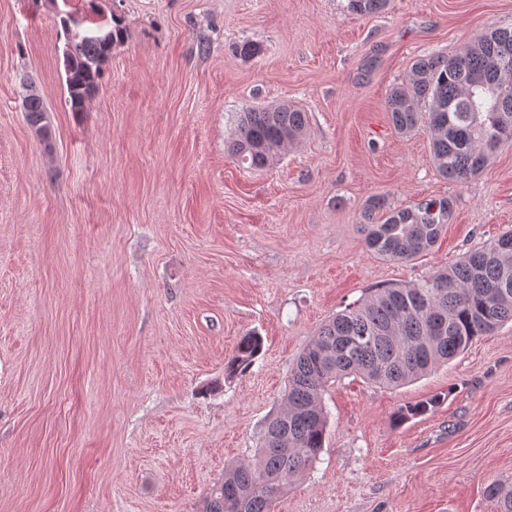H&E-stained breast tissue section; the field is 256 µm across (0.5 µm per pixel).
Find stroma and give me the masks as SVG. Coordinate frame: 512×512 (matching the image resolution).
I'll return each mask as SVG.
<instances>
[{
  "label": "stroma",
  "mask_w": 512,
  "mask_h": 512,
  "mask_svg": "<svg viewBox=\"0 0 512 512\" xmlns=\"http://www.w3.org/2000/svg\"><path fill=\"white\" fill-rule=\"evenodd\" d=\"M115 20L125 38L70 111L64 50ZM495 27L512 0H0V512H202L321 324L512 229V145L451 185L427 129L398 134L386 107L415 59ZM282 101L306 135L261 170L233 158L238 113ZM373 195L453 212L432 251L389 261L359 225ZM251 331L261 355L225 377ZM323 401L325 448L274 512H497L486 484L512 487V322L412 383L350 376ZM25 88V96H24V109L26 112V118L31 129H41L42 128V117L44 115V105L43 100L36 93L32 94V89H29L32 85V82L26 81L23 84ZM29 92V93H28ZM439 403V396H432L426 400H422L414 404L401 406L394 414L393 422L399 425L413 418L423 416L427 414L431 408L435 407Z\"/></svg>",
  "instance_id": "35a3bbf8"
}]
</instances>
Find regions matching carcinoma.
<instances>
[{"label":"carcinoma","mask_w":512,"mask_h":512,"mask_svg":"<svg viewBox=\"0 0 512 512\" xmlns=\"http://www.w3.org/2000/svg\"><path fill=\"white\" fill-rule=\"evenodd\" d=\"M388 0H349L359 15L384 12ZM90 41L77 37L64 64L70 111H85L96 93L112 47L123 40L116 25L98 28ZM25 82L29 126L42 128L43 100ZM387 112L394 129L426 126L436 170L453 183L479 174L503 145L512 144V29L478 35L458 54L417 59L408 79L390 90ZM307 132V117L286 102L239 113L228 152L254 169L265 168L285 146ZM452 212L449 198L394 206L384 196L367 200L361 231L367 249L408 261L430 250ZM512 321V231L412 286H383L322 324L291 369L285 407L265 429L252 463H231L208 492L203 512H273L292 480L310 470L324 448L327 417L322 401L328 384L346 375L400 386L462 353L479 336ZM261 336L243 337L224 363L232 377L261 354ZM440 397L400 407L393 422L427 414ZM486 496L499 512H512V488L490 482Z\"/></svg>","instance_id":"1"}]
</instances>
